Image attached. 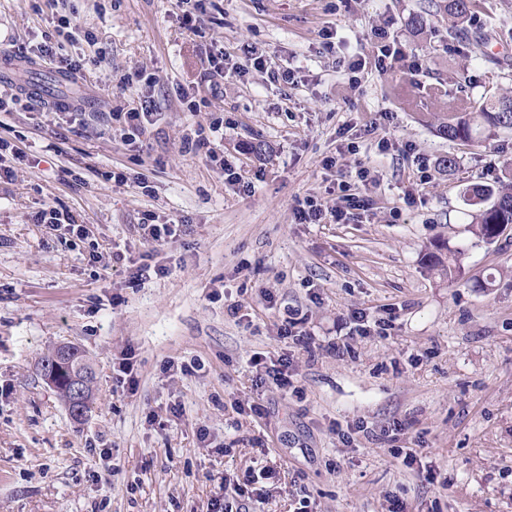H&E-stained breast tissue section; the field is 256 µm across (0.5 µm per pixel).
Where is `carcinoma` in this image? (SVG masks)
Masks as SVG:
<instances>
[{"instance_id":"obj_1","label":"carcinoma","mask_w":512,"mask_h":512,"mask_svg":"<svg viewBox=\"0 0 512 512\" xmlns=\"http://www.w3.org/2000/svg\"><path fill=\"white\" fill-rule=\"evenodd\" d=\"M435 12L459 25L471 21L483 10V0H435ZM422 122L437 136L450 142L478 143L485 134L512 129V96L487 88L476 100L462 105L459 112H439ZM467 205L473 207L468 231L479 242L492 244L512 224V181L497 188L474 184L467 189ZM462 247L451 248L435 240L427 253L430 275L440 279L462 275Z\"/></svg>"}]
</instances>
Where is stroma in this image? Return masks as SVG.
Masks as SVG:
<instances>
[{
	"mask_svg": "<svg viewBox=\"0 0 512 512\" xmlns=\"http://www.w3.org/2000/svg\"><path fill=\"white\" fill-rule=\"evenodd\" d=\"M426 2L206 0L195 36L173 0H0V88L34 95L0 112V136L21 151L0 180V512H208L225 471L262 464L280 480L263 500L239 498L240 512H296L303 498L312 512H387L393 499L404 512H512V227L474 244L463 198L512 171V132L466 145L417 120L488 87L512 91V0H484L453 37L444 21L432 36L408 26ZM62 15L72 37L57 32ZM379 24L403 54L384 70ZM330 30L340 39L328 50ZM48 41L82 69L22 62L19 48ZM210 45L232 63L243 49L267 51L297 82L255 70L203 80ZM352 55L366 61L354 88L342 64ZM140 70L154 86L133 82ZM50 78L59 90L46 91ZM148 95L158 116L128 138L111 115ZM372 119L392 149L363 139L346 153L341 130ZM200 135L249 190L195 153ZM448 154L458 160L449 175L438 168ZM326 157L339 170L322 169ZM361 168L369 210L298 222L296 200L334 206L340 179ZM48 206L87 236L33 223ZM149 212L190 231L157 248L139 228ZM437 239L468 248L457 281L427 273ZM115 252L143 267L137 286L127 266L92 260ZM160 264L168 276L154 274ZM356 310L385 332L356 335ZM293 311L312 352L278 335ZM61 343L80 346L97 374L80 423L38 375L39 357ZM126 351L133 393L118 372ZM256 353L291 355L298 393L256 386ZM255 400L264 417L248 410ZM337 424L352 427L350 440ZM408 450L409 466L398 457Z\"/></svg>",
	"mask_w": 512,
	"mask_h": 512,
	"instance_id": "obj_1",
	"label": "stroma"
}]
</instances>
